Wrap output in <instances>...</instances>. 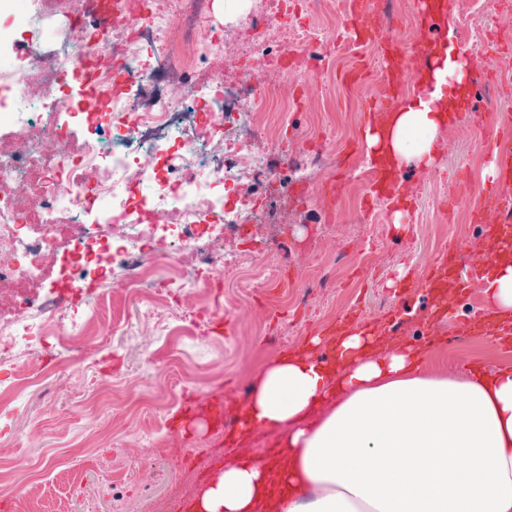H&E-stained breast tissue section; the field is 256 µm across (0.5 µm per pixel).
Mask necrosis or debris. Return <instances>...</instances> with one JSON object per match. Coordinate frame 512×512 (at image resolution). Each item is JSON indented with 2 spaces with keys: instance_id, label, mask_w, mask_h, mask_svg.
I'll return each mask as SVG.
<instances>
[{
  "instance_id": "1",
  "label": "necrosis or debris",
  "mask_w": 512,
  "mask_h": 512,
  "mask_svg": "<svg viewBox=\"0 0 512 512\" xmlns=\"http://www.w3.org/2000/svg\"><path fill=\"white\" fill-rule=\"evenodd\" d=\"M243 2L258 61L279 58L259 38L270 26L263 0ZM237 33L234 21L212 25L209 0H144L136 21L102 0H0V126L12 130L0 140V302L12 311L0 317V363L19 367L21 386L35 383L23 362L60 323L83 338L96 329L93 305L74 315L45 290L59 257L71 287L107 262L117 287L149 300L232 266L215 248L225 231L264 223V184L287 194L298 183L293 159L274 169L250 150L254 110L271 143L286 126L264 90L198 79ZM71 80L96 100L70 104ZM70 116L102 135L75 142ZM159 242L169 246L163 282L147 260Z\"/></svg>"
}]
</instances>
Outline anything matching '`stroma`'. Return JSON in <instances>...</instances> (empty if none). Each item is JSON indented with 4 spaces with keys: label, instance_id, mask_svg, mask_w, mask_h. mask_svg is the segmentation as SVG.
Returning <instances> with one entry per match:
<instances>
[{
    "label": "stroma",
    "instance_id": "stroma-1",
    "mask_svg": "<svg viewBox=\"0 0 512 512\" xmlns=\"http://www.w3.org/2000/svg\"><path fill=\"white\" fill-rule=\"evenodd\" d=\"M472 24L492 31L512 28V15L500 13L497 0H483L479 11L448 22V43L470 59L471 76L465 108L496 105L512 110V96L482 73L512 67V55L495 46L478 50L460 29ZM232 84L275 86L279 99L300 103L287 116L288 151L307 159L314 144L339 147L357 140L361 109L346 95L328 96L322 74L301 76L276 85L249 49L213 60ZM494 143L475 138L464 118H456L437 140L438 156L410 188L416 211L409 224L386 222V206L371 213L350 211L332 202L322 219L310 224L287 221L289 204L271 211L263 229L246 225L225 237L223 250L249 254L247 271L216 280L204 303L190 307L186 295L164 292L165 305L156 311L131 305L120 326L104 314L97 336L78 341L59 327L47 338L32 371L41 377L28 394L12 392V365H0V502L20 512L18 486L32 484L49 512L58 503L73 512H185L201 475L218 462L237 455L262 453L264 440L227 444L206 437L184 444L167 428L185 392L206 395L221 385L239 384L267 361L298 349L307 336L362 303L367 319L384 327L396 340H419L433 301L426 288L408 289L398 303L389 282L414 271L423 277L448 239L459 240L457 269L484 289L489 266L482 229L465 221L468 204L443 219L441 197L433 184L456 170H465L473 197L483 202L490 223H498L490 186L482 178L485 159ZM222 312L227 332L208 333L214 312ZM440 343L429 350L428 363L457 352L461 362L491 367L507 363L504 348L473 338L460 343L448 327L435 325ZM78 368L61 375L65 359ZM192 457L183 466V457Z\"/></svg>",
    "mask_w": 512,
    "mask_h": 512
}]
</instances>
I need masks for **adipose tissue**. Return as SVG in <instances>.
Returning a JSON list of instances; mask_svg holds the SVG:
<instances>
[{
	"mask_svg": "<svg viewBox=\"0 0 512 512\" xmlns=\"http://www.w3.org/2000/svg\"><path fill=\"white\" fill-rule=\"evenodd\" d=\"M432 55L430 92L367 138L391 166H432L462 105L468 60L444 42ZM485 295L497 317L512 315L511 244L491 262ZM235 417L276 434L282 459L224 463L194 512H512V366L433 371L422 344L347 329L270 362Z\"/></svg>",
	"mask_w": 512,
	"mask_h": 512,
	"instance_id": "1",
	"label": "adipose tissue"
}]
</instances>
